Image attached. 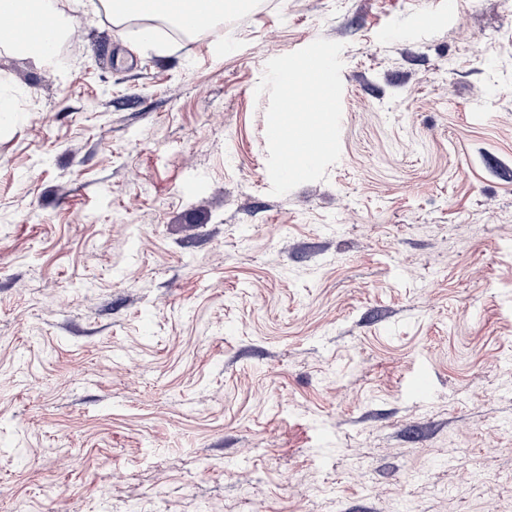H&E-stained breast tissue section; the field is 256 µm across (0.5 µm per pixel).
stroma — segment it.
Returning <instances> with one entry per match:
<instances>
[{
	"mask_svg": "<svg viewBox=\"0 0 512 512\" xmlns=\"http://www.w3.org/2000/svg\"><path fill=\"white\" fill-rule=\"evenodd\" d=\"M446 2L0 49V512H512V5ZM319 38L341 157L274 196L255 90Z\"/></svg>",
	"mask_w": 512,
	"mask_h": 512,
	"instance_id": "stroma-1",
	"label": "stroma"
}]
</instances>
